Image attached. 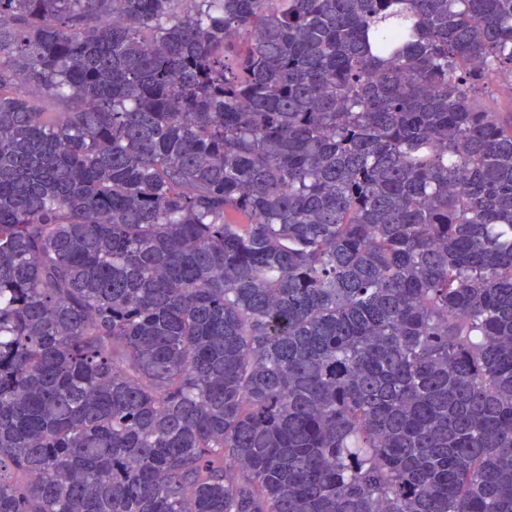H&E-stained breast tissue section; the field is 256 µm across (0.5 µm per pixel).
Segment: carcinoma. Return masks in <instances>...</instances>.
Listing matches in <instances>:
<instances>
[{
	"label": "carcinoma",
	"mask_w": 512,
	"mask_h": 512,
	"mask_svg": "<svg viewBox=\"0 0 512 512\" xmlns=\"http://www.w3.org/2000/svg\"><path fill=\"white\" fill-rule=\"evenodd\" d=\"M502 78L512 0H0V512H512Z\"/></svg>",
	"instance_id": "obj_1"
}]
</instances>
